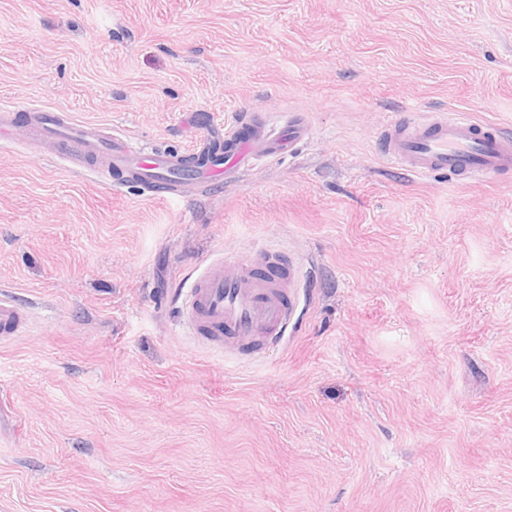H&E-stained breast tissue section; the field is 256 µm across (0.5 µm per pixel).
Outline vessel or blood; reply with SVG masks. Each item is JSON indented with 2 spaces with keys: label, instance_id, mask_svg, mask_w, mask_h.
Instances as JSON below:
<instances>
[{
  "label": "vessel or blood",
  "instance_id": "1",
  "mask_svg": "<svg viewBox=\"0 0 512 512\" xmlns=\"http://www.w3.org/2000/svg\"><path fill=\"white\" fill-rule=\"evenodd\" d=\"M197 136L189 155L135 148L120 134L74 123L61 111L0 105V142L25 127L30 141L50 142L57 157L95 175L111 168L126 181L151 186L165 183L169 196L184 182L207 191L219 179L234 177L258 161L297 150L311 129L304 114L281 119L253 113L232 125L197 115ZM376 149L386 162L420 177L453 174L463 179L512 171V133L475 121L466 112H429L394 116L386 121ZM298 272L280 251L263 249L238 263L234 271L212 261L192 276L176 297L191 335L212 348L253 353L266 342L287 336L298 306ZM28 316L12 295L0 294V338L19 336Z\"/></svg>",
  "mask_w": 512,
  "mask_h": 512
}]
</instances>
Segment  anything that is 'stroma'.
<instances>
[{"label": "stroma", "instance_id": "stroma-1", "mask_svg": "<svg viewBox=\"0 0 512 512\" xmlns=\"http://www.w3.org/2000/svg\"><path fill=\"white\" fill-rule=\"evenodd\" d=\"M0 102L170 153L192 113H305L199 193L0 148V512H512V173L390 168L392 113L512 132V0H0ZM283 250L304 297L253 357L182 329L207 262ZM28 323V316L12 295L0 294V338L4 340L19 336Z\"/></svg>", "mask_w": 512, "mask_h": 512}]
</instances>
